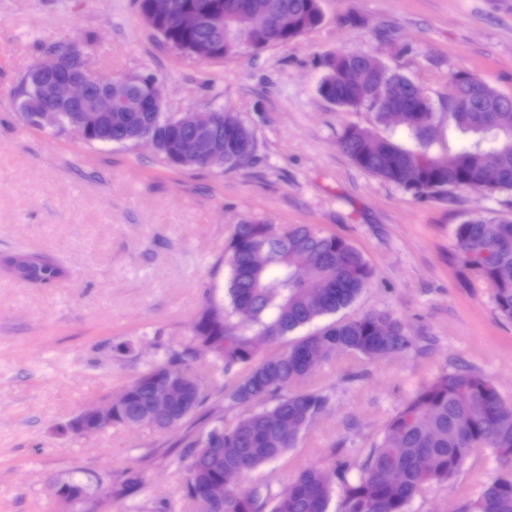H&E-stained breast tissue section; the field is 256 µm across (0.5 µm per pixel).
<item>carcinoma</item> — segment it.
I'll return each mask as SVG.
<instances>
[{
	"instance_id": "cac0c4a2",
	"label": "carcinoma",
	"mask_w": 512,
	"mask_h": 512,
	"mask_svg": "<svg viewBox=\"0 0 512 512\" xmlns=\"http://www.w3.org/2000/svg\"><path fill=\"white\" fill-rule=\"evenodd\" d=\"M173 13L155 23L171 48L210 45L208 59L222 60L242 45L263 48L285 44L321 21L320 0H173ZM186 8L215 12L222 27L184 30ZM264 12L267 29H245L240 12ZM62 65L77 71L79 48L51 49ZM445 112L429 111L414 83L404 74L364 54L329 55L321 60L318 94L341 108H366L385 121L383 108L398 105V123L411 129L416 146L405 147L357 126L343 129L341 150L359 168L395 183L418 200H444L448 190L471 181L494 194L512 195V96L466 71L453 74ZM143 87L120 91L122 104L104 120L89 123L86 113L58 114V129L74 131L90 146L136 145L155 139L158 153L175 166L229 171L255 154L253 131L231 112L204 111L219 122L224 138L218 154L206 158L195 150V131L180 117L141 110ZM448 121L468 141L458 151L433 150L432 128ZM451 257L462 272L494 288L499 315L512 321V219L472 216L454 228ZM18 280L50 284L67 274L57 260L38 253L0 256ZM228 308L208 303L192 325L193 342L165 350L162 359L129 385V404L114 419L129 425L151 423L169 432L185 425L206 398V387L190 374L194 341L208 342L220 372L243 374L224 387V402L247 407L237 423L208 444L201 436L212 428L185 429L178 437L177 464L185 469L186 497L200 499L201 487L214 486L224 471L249 473L279 459L300 433L328 405L320 389H293L331 353L342 351L368 359L404 354L414 345L405 324L388 311H370L339 320L302 336L287 349L259 358L263 345L316 319L350 306L368 285L372 270L362 254L344 239L316 232L307 224L278 226L250 219L234 225L227 248ZM172 376L192 387L186 402L171 411L155 408L152 380ZM481 448H490L497 473L470 504V512H512V403L491 379L470 369L446 372L419 388L386 422L364 465L344 457L330 470L310 465L288 486L226 487L211 512H329L335 480L343 487L342 512H408L413 498L427 485L454 477ZM139 471L131 470L112 486V494L131 499L142 489Z\"/></svg>"
}]
</instances>
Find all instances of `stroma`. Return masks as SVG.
Returning a JSON list of instances; mask_svg holds the SVG:
<instances>
[{
    "label": "stroma",
    "instance_id": "stroma-1",
    "mask_svg": "<svg viewBox=\"0 0 512 512\" xmlns=\"http://www.w3.org/2000/svg\"><path fill=\"white\" fill-rule=\"evenodd\" d=\"M322 23L288 43L248 46L220 61L171 50L142 20L136 0H0V254L60 260L52 285L0 273V512H98L97 497L63 506L54 482L121 481L140 471L132 510L198 512L184 498L173 458L176 432L113 423L91 436L67 431L81 410L118 397L190 339L207 302L228 304L225 246L252 219L308 224L357 248L374 270L345 316L385 310L416 345L369 360L338 353L305 379L326 410L273 464L239 478L284 489L305 466L364 460L394 412L424 384L459 366L489 377L512 402V322L487 283L466 278L449 254L456 224L512 215V195L454 189L419 201L357 167L337 145L349 125L410 145L405 126L365 109H340L316 91L318 60L369 54L409 77L444 111L452 74L466 70L512 94V0H321ZM358 25L345 23V16ZM78 44L95 74H154L164 111L221 106L255 133L256 158L218 172L171 166L150 147H94L77 133L39 130L21 118L27 73L55 45ZM209 398L205 424H235L210 356L191 365ZM498 465L477 452L444 485L425 488L409 512H461Z\"/></svg>",
    "mask_w": 512,
    "mask_h": 512
}]
</instances>
